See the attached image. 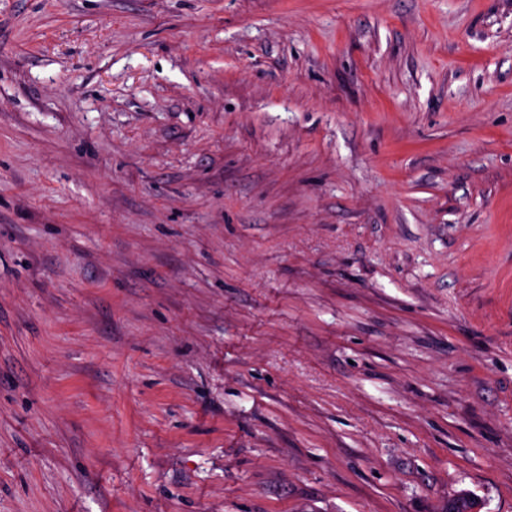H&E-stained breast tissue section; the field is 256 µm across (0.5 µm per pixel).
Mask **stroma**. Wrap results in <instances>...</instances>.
<instances>
[{
  "instance_id": "1",
  "label": "stroma",
  "mask_w": 512,
  "mask_h": 512,
  "mask_svg": "<svg viewBox=\"0 0 512 512\" xmlns=\"http://www.w3.org/2000/svg\"><path fill=\"white\" fill-rule=\"evenodd\" d=\"M512 512V0H0V512Z\"/></svg>"
}]
</instances>
